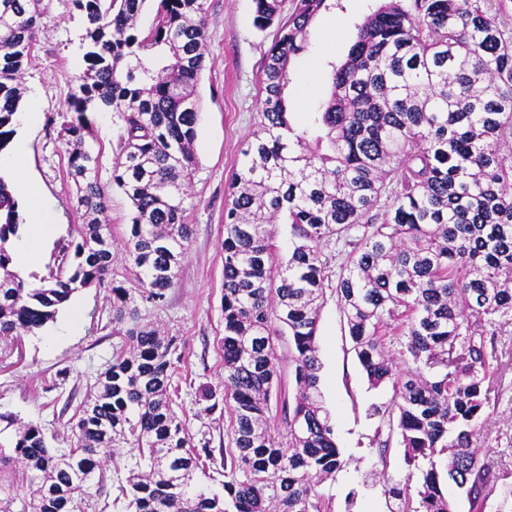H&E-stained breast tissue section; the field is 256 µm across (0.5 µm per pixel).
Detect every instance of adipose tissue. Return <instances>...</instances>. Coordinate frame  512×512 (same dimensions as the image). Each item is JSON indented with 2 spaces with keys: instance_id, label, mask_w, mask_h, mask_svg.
Masks as SVG:
<instances>
[{
  "instance_id": "ef3b65f1",
  "label": "adipose tissue",
  "mask_w": 512,
  "mask_h": 512,
  "mask_svg": "<svg viewBox=\"0 0 512 512\" xmlns=\"http://www.w3.org/2000/svg\"><path fill=\"white\" fill-rule=\"evenodd\" d=\"M26 155L27 146L20 141L16 143L10 155L0 157V168L13 170L16 188L28 202L27 233L13 244L16 266L21 270L31 268L39 263L43 244L55 234L49 206L27 173Z\"/></svg>"
}]
</instances>
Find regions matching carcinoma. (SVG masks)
<instances>
[{
    "mask_svg": "<svg viewBox=\"0 0 512 512\" xmlns=\"http://www.w3.org/2000/svg\"><path fill=\"white\" fill-rule=\"evenodd\" d=\"M71 0L85 15L86 64L67 100L75 118L67 174L83 223L69 228L56 266L32 288L14 268L23 220L0 176V337L32 333L71 295L112 284V225L98 157L83 148L86 112L119 124L112 184L133 216L122 240L142 300L174 288L192 238L185 204L196 164V85L208 34L205 0ZM253 25L278 24L264 60L259 130L224 195V400L231 435L219 449L224 493L197 481L214 450L196 449L173 408L175 339L141 322L127 289L112 288L120 351L68 420V449L43 429L0 414V512H75L87 483L119 443L138 451L126 487L130 512H330L315 486L342 459L319 390V310L336 293L357 359L391 403L375 409L398 430L408 465L396 483L373 476L389 512H454L450 479L482 512L497 476L479 464L480 419L506 370L498 336L512 321V32L493 0H387L355 25L333 66L331 98L298 126L285 89L308 29L330 0H253ZM43 0H0V151L15 133L22 77L37 45ZM288 225L283 259L272 227ZM341 244L333 274L323 248ZM297 394L279 387L281 337ZM282 430H271V414ZM30 490L18 493L13 478ZM20 510H14L15 504Z\"/></svg>",
    "mask_w": 512,
    "mask_h": 512,
    "instance_id": "obj_1",
    "label": "carcinoma"
}]
</instances>
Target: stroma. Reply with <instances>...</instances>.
Instances as JSON below:
<instances>
[{"label": "stroma", "mask_w": 512, "mask_h": 512, "mask_svg": "<svg viewBox=\"0 0 512 512\" xmlns=\"http://www.w3.org/2000/svg\"><path fill=\"white\" fill-rule=\"evenodd\" d=\"M37 21L35 57L22 79L21 111L37 106L40 118L18 127L15 135L28 147L27 169L53 208L58 228L53 242L33 271L43 275L60 247L67 244L70 225L81 217L73 203L74 185L67 169V146L59 135L66 101L85 64L79 49L85 17L69 0H44ZM376 0H339L321 13L309 29V49L291 67L286 98L291 111H318L330 96L332 64L341 63L355 37L354 26L371 13ZM253 0H205L209 36L205 67L197 92L201 120L197 127V160L185 220L193 235L175 288L162 305L138 301L144 321L174 337L181 359L172 379L174 408L185 419L195 445L227 446L230 408L224 403V335L221 312L224 295V189L240 164L241 151L258 128L262 109L263 62L275 28L254 27ZM344 19L347 29L333 37L331 26ZM94 130L85 146L99 159V178L108 184L114 235L123 238L132 207L123 192L111 186L118 151V127L112 112L87 115ZM83 316L76 332L59 329L73 310ZM112 292L89 287L75 292L55 319L42 330L20 337L0 338V414L41 425L54 448L76 406L89 393L98 374L111 362L122 339L112 333ZM317 341L322 369L320 392L334 427L336 442L347 466L318 485L329 498L331 512H388L385 497L372 472L383 469L396 480L409 472L403 449L391 441L387 454L378 442L387 426L374 416V406L389 402L390 387H371L353 351L345 317L334 293H327L320 313ZM213 400H205L204 390ZM481 462L499 476L489 492L484 512H498L501 485L512 482V370L491 395L489 415L482 428ZM136 450L113 448L102 481H91L93 502L88 512H127L118 496Z\"/></svg>", "instance_id": "1"}]
</instances>
